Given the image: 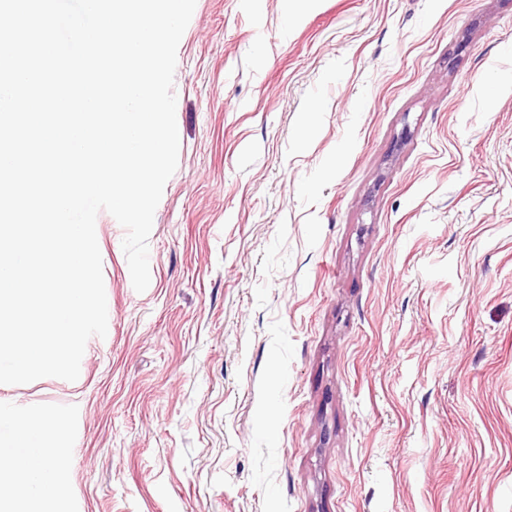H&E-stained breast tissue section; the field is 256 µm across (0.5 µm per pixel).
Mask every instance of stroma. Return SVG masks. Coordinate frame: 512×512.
Wrapping results in <instances>:
<instances>
[{
	"mask_svg": "<svg viewBox=\"0 0 512 512\" xmlns=\"http://www.w3.org/2000/svg\"><path fill=\"white\" fill-rule=\"evenodd\" d=\"M178 165L58 416L62 512H512V0H196Z\"/></svg>",
	"mask_w": 512,
	"mask_h": 512,
	"instance_id": "obj_1",
	"label": "stroma"
}]
</instances>
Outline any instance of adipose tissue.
<instances>
[{
    "label": "adipose tissue",
    "mask_w": 512,
    "mask_h": 512,
    "mask_svg": "<svg viewBox=\"0 0 512 512\" xmlns=\"http://www.w3.org/2000/svg\"><path fill=\"white\" fill-rule=\"evenodd\" d=\"M47 411L20 410L0 420V512H53L59 493L45 490L40 475L60 469L64 457L45 430Z\"/></svg>",
    "instance_id": "adipose-tissue-1"
}]
</instances>
